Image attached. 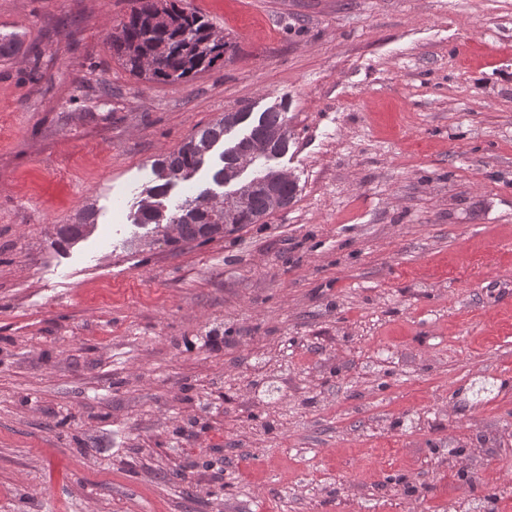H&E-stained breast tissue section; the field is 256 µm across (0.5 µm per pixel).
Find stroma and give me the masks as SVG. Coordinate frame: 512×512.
I'll use <instances>...</instances> for the list:
<instances>
[{"instance_id": "35a3bbf8", "label": "stroma", "mask_w": 512, "mask_h": 512, "mask_svg": "<svg viewBox=\"0 0 512 512\" xmlns=\"http://www.w3.org/2000/svg\"><path fill=\"white\" fill-rule=\"evenodd\" d=\"M133 5L0 0V512H512V0H183L235 51L175 85ZM283 103L287 208L134 226ZM74 224H61L57 229V239L54 244L73 243L90 233L95 224V209L89 206L83 210Z\"/></svg>"}]
</instances>
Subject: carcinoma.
I'll return each mask as SVG.
<instances>
[{
	"instance_id": "1",
	"label": "carcinoma",
	"mask_w": 512,
	"mask_h": 512,
	"mask_svg": "<svg viewBox=\"0 0 512 512\" xmlns=\"http://www.w3.org/2000/svg\"><path fill=\"white\" fill-rule=\"evenodd\" d=\"M182 0H135L128 18L110 35L112 50L133 76L148 82L175 84L210 69L224 59L232 45L217 34L213 24L195 10H186ZM246 125L247 133L220 153L221 167L212 181L222 192L206 189L194 199L169 211L161 202L170 187L192 178L205 158L231 129ZM291 133L285 113L270 109L252 117L241 109L221 117L192 136L154 164L160 184L137 202L134 223L152 224L174 244L207 242L224 232L257 224L290 205L297 185L283 171L266 161L258 163L255 175L242 180L239 160L257 141H266L270 156L288 151ZM95 209L83 210L72 224L57 229L58 245L73 243L90 233Z\"/></svg>"
}]
</instances>
